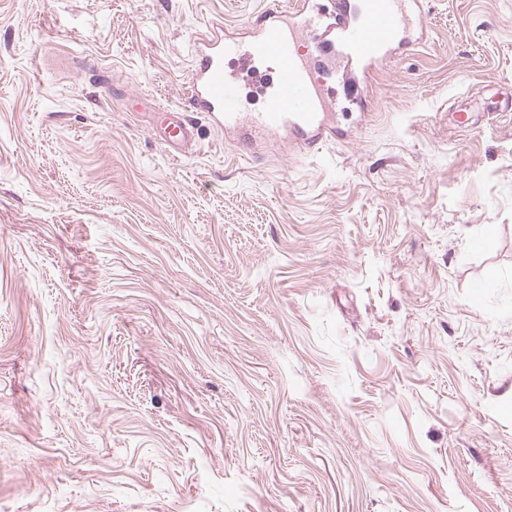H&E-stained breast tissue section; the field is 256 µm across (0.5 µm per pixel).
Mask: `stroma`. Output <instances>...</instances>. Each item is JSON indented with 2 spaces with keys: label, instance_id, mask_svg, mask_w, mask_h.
<instances>
[{
  "label": "stroma",
  "instance_id": "stroma-1",
  "mask_svg": "<svg viewBox=\"0 0 512 512\" xmlns=\"http://www.w3.org/2000/svg\"><path fill=\"white\" fill-rule=\"evenodd\" d=\"M262 6L0 0V512H512V0H424L345 137L170 159Z\"/></svg>",
  "mask_w": 512,
  "mask_h": 512
}]
</instances>
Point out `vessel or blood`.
<instances>
[{
  "mask_svg": "<svg viewBox=\"0 0 512 512\" xmlns=\"http://www.w3.org/2000/svg\"><path fill=\"white\" fill-rule=\"evenodd\" d=\"M312 8V0H266L248 39L227 37L219 26L198 39L185 107H163L153 117V131L172 157L195 141L197 113L228 134H283L301 147H315L334 133L324 80L335 77V59L368 79L384 62L428 39L423 0H334L328 23L314 35ZM228 64L261 85L266 108L244 111L239 83L224 73Z\"/></svg>",
  "mask_w": 512,
  "mask_h": 512,
  "instance_id": "vessel-or-blood-1",
  "label": "vessel or blood"
}]
</instances>
